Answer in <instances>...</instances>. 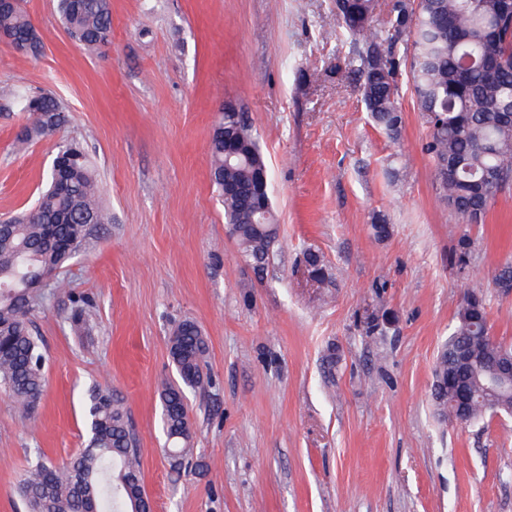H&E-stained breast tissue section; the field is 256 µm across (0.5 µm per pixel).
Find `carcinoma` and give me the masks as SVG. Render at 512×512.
<instances>
[{"label":"carcinoma","mask_w":512,"mask_h":512,"mask_svg":"<svg viewBox=\"0 0 512 512\" xmlns=\"http://www.w3.org/2000/svg\"><path fill=\"white\" fill-rule=\"evenodd\" d=\"M342 36L355 56L349 59L365 110L388 134L399 133L402 116L396 97L398 56L410 60L417 109L429 125L426 152L435 163L439 199L466 224L483 221L497 194L512 181V29L504 26L503 0H390L386 36L371 31L377 0H335ZM65 32L87 50L109 42L110 0H57ZM19 41L16 50L36 56L41 37L24 6L0 10V32ZM31 119L15 138L24 148L51 136L68 122L67 110L51 94L9 92ZM224 134L210 139L211 177L224 205V218L241 256L262 271L278 238L269 193L258 190L268 179L267 165L248 117L224 108ZM56 155L71 166L59 183L48 172L36 206L14 224L0 223V387L25 417L37 410L45 392L44 343L31 319L32 285L43 272L60 269L75 256L92 228L109 220L98 201V184L84 152L62 140ZM495 172L498 180L485 181ZM305 260L316 283L328 273L312 252ZM485 298L465 295L448 351L464 345L474 361L487 364L503 348L489 337ZM208 341L192 320L179 323L169 338L178 379L162 384L165 449L173 466L182 464L192 438L187 392L205 388ZM487 374L436 361L433 399L451 419L456 386L470 382V404L462 415L472 423L487 414L512 411V393L491 400L484 395ZM86 446L57 465L35 450L17 490L28 512H147L140 455L129 417L107 384L88 395Z\"/></svg>","instance_id":"1"}]
</instances>
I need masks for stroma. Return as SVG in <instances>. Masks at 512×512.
<instances>
[{"label":"stroma","mask_w":512,"mask_h":512,"mask_svg":"<svg viewBox=\"0 0 512 512\" xmlns=\"http://www.w3.org/2000/svg\"><path fill=\"white\" fill-rule=\"evenodd\" d=\"M24 5L43 50L0 44V89L52 92L72 122L18 154L28 115L0 100V218L35 205L63 139L85 148L112 221L41 294L38 410L21 418L0 390V512H26L29 449L62 462L83 446L97 382L128 412L152 512H512V416L461 425L432 399L467 292L512 346V295L493 280L512 264V184L480 224L439 201L407 65L393 138L365 110L333 0H111L94 53L68 37L56 0ZM229 102L256 131L279 224L261 273L239 257L211 180ZM307 250L327 284L311 280ZM79 307L87 326L70 319ZM185 318L208 337L210 384L187 394L192 452L175 471L159 388L176 376L168 338Z\"/></svg>","instance_id":"obj_1"}]
</instances>
